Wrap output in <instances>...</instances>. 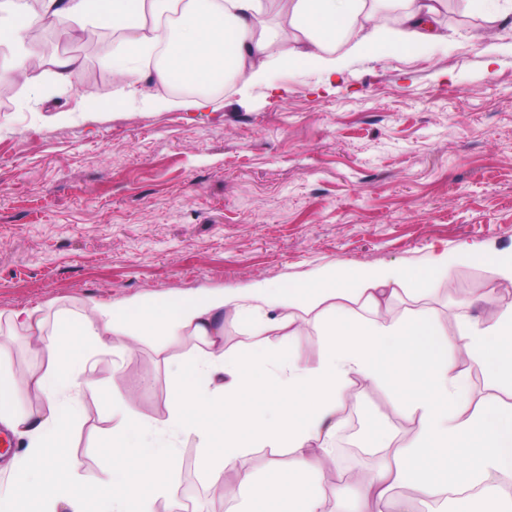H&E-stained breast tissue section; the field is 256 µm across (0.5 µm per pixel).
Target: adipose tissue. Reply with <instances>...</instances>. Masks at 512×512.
Wrapping results in <instances>:
<instances>
[{"label": "adipose tissue", "instance_id": "adipose-tissue-1", "mask_svg": "<svg viewBox=\"0 0 512 512\" xmlns=\"http://www.w3.org/2000/svg\"><path fill=\"white\" fill-rule=\"evenodd\" d=\"M0 0V46L15 58L9 78L28 86L43 65L32 33L45 23L65 28L107 27L118 32L112 70L136 87L137 60L161 53L156 82L207 88L233 82L240 91L268 78L275 62L301 63L339 74L337 45L367 54L411 50L437 40L446 0H401L385 20L390 0ZM447 251L425 267L334 266L309 280L277 287L256 283L181 299L150 295L123 305L98 303L54 321L32 309L15 314L40 369L25 383L0 370V425L26 438L0 487V512H153L157 498H175L169 483L177 439L198 436L218 476L234 474L244 495L242 512H327L308 476L320 469L319 451L342 421L345 391L361 379L390 390L418 416V433L397 442L384 425L368 429L371 447L391 461L363 483L364 512H387L395 483L414 485L431 512H512L497 506L490 484L512 473V403L492 398L470 405L462 352L486 368L494 383L512 389V300L486 292L480 313L449 337L433 313L418 308L393 316L397 295L423 299L448 275ZM313 315L324 338L308 364L299 353L277 357L256 349L228 360L224 324L251 336H284L299 343V315ZM197 337L202 350L184 359L173 380L174 410L164 426L121 411L120 430L102 446L113 457L106 478L85 483L67 455L68 436L85 395L103 397L88 366L100 351L127 338ZM228 381H221V374ZM45 397L42 412H20L28 392ZM251 448H284L288 474L270 471L254 481L239 469Z\"/></svg>", "mask_w": 512, "mask_h": 512}]
</instances>
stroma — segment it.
<instances>
[{
  "mask_svg": "<svg viewBox=\"0 0 512 512\" xmlns=\"http://www.w3.org/2000/svg\"><path fill=\"white\" fill-rule=\"evenodd\" d=\"M480 17L442 13L443 40L412 51L355 55L340 46L334 84L305 65L279 66L240 94L211 93L207 111L151 81L130 92L112 72L111 47L59 30L46 62L75 58L71 86L41 73L25 89L0 78V368L25 380L41 366L16 313L83 311L146 295L272 286L338 265L421 267L431 253L512 251V22L495 40L470 33ZM166 100L163 108L154 107ZM512 283L473 261L451 265L423 299L456 336L469 298ZM200 348L184 336L145 337L94 358L92 376L135 415L163 425L172 376ZM351 411L314 484L331 512H358L357 468L371 419L409 438L416 415L391 393L355 380ZM118 422L85 396L68 453L86 476L113 460L102 439ZM193 512H229L217 499L198 439H180L171 473Z\"/></svg>",
  "mask_w": 512,
  "mask_h": 512,
  "instance_id": "stroma-1",
  "label": "stroma"
}]
</instances>
